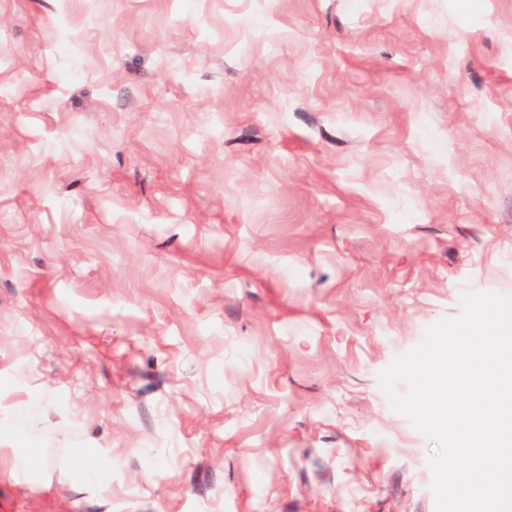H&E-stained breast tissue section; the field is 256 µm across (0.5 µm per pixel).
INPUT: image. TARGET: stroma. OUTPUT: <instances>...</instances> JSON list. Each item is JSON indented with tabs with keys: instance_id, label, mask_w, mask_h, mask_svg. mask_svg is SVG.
I'll return each mask as SVG.
<instances>
[{
	"instance_id": "1",
	"label": "stroma",
	"mask_w": 512,
	"mask_h": 512,
	"mask_svg": "<svg viewBox=\"0 0 512 512\" xmlns=\"http://www.w3.org/2000/svg\"><path fill=\"white\" fill-rule=\"evenodd\" d=\"M468 291L512 0H0V512H437L379 376Z\"/></svg>"
}]
</instances>
